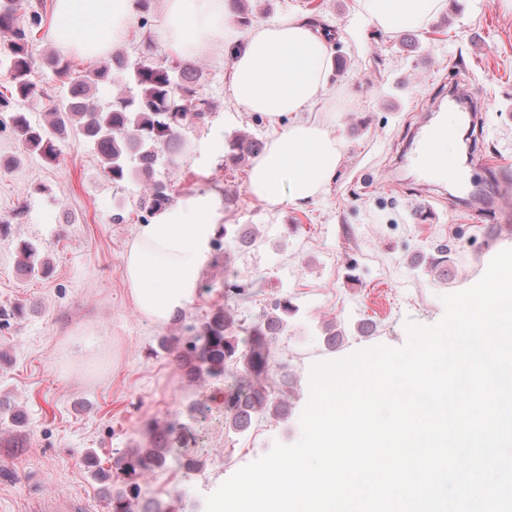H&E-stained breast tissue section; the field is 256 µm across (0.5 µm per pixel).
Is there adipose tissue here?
<instances>
[{"mask_svg": "<svg viewBox=\"0 0 512 512\" xmlns=\"http://www.w3.org/2000/svg\"><path fill=\"white\" fill-rule=\"evenodd\" d=\"M443 0H365L372 23L387 32L420 26ZM135 13L133 0H54L50 36L89 59L109 54ZM164 35L179 57L230 49V93L247 111L265 115L275 137L253 165L250 194L272 204L301 205L336 175L341 155L330 128L303 119L327 88V42L293 15L239 34L224 18V0H166ZM221 203L192 194L140 225L125 257L137 308L163 322L191 300L216 234Z\"/></svg>", "mask_w": 512, "mask_h": 512, "instance_id": "adipose-tissue-1", "label": "adipose tissue"}]
</instances>
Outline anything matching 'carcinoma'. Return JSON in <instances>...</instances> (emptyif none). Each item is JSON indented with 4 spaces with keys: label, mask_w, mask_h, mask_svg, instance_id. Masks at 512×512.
Listing matches in <instances>:
<instances>
[{
    "label": "carcinoma",
    "mask_w": 512,
    "mask_h": 512,
    "mask_svg": "<svg viewBox=\"0 0 512 512\" xmlns=\"http://www.w3.org/2000/svg\"><path fill=\"white\" fill-rule=\"evenodd\" d=\"M21 0H0V33L9 35L4 57L7 61V87L0 91V106H9V97L38 100L44 91L29 79L32 60L29 44L42 27L43 17L33 11L26 22H20ZM230 16L241 27L252 21L245 0H227ZM55 72L68 79L67 95L49 112L50 120L34 123L25 112L9 116L10 128L29 154L39 156L48 164L57 162L59 143L68 134L80 136L94 144L102 157L105 175L114 182L141 176L149 182L147 212L154 216L169 206L172 196L166 180L156 178V167L177 164L188 148L181 130L188 119L203 122L211 112V104L198 94L202 72L194 64L176 60L155 62L150 53L132 61L116 52L99 67L78 76H71L67 63L58 56L49 57ZM128 77L136 91H126L105 104H97L92 96L98 85ZM226 158L238 161L246 156L257 157L264 142L244 132L234 131L226 138ZM18 270L23 276L45 274L49 263L31 244L20 247ZM255 346L243 359L241 386L229 400L228 427L243 432L252 421L266 413L284 414L285 393L253 386L249 376L260 374L267 365L260 330H254ZM237 337L232 335L231 322L217 317L206 322L201 335L188 342L181 358L195 361L210 374H221L235 358ZM167 443L153 448H138L126 455L123 488L112 495V512H127V499L137 497L138 482L143 471L163 465Z\"/></svg>",
    "instance_id": "1"
}]
</instances>
